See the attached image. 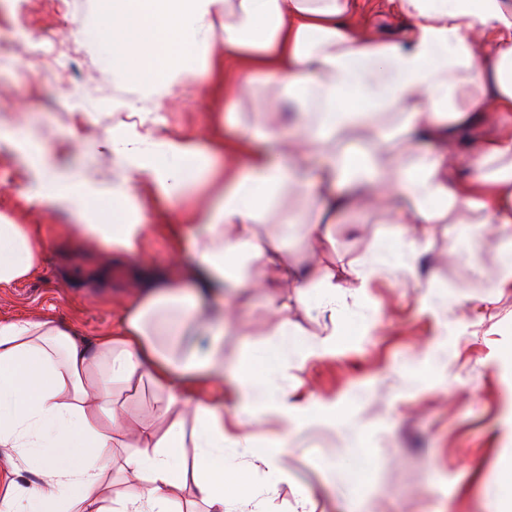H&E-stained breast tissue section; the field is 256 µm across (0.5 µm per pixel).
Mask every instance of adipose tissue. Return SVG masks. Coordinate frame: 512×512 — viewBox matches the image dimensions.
I'll list each match as a JSON object with an SVG mask.
<instances>
[{
	"mask_svg": "<svg viewBox=\"0 0 512 512\" xmlns=\"http://www.w3.org/2000/svg\"><path fill=\"white\" fill-rule=\"evenodd\" d=\"M411 25L399 41L366 35L354 0H112L93 27L114 74L135 79L137 97L114 113L109 146L141 182L112 186L134 217L99 224L77 204L66 230L90 246L136 255L148 230L146 198L179 197L210 182L209 204L190 212L204 232L194 246L190 291L147 277L141 299L128 307L112 335L87 345L52 319L0 321V447L17 452L40 480L39 492H15L11 474L0 512H173L170 490L192 481L206 512H237L225 483L243 469L224 452V408L201 398L199 386L224 376V333L232 328L219 298L251 281L266 288L265 270L299 288L319 291L315 310L335 317L347 303L341 279L366 293L379 273L364 260L337 254L324 216L349 205L354 190L392 213L410 250L413 224H461L481 237L512 226V0H390ZM224 16V47L235 61L210 57L215 14ZM209 73L234 91L267 74L299 107L301 133L283 161L200 133L175 134L164 113L142 103L161 99L183 80ZM403 116L407 134L455 140L473 126L494 132L470 155L473 178L460 179L450 150L406 162L402 154L336 152L337 134L372 127L381 116ZM321 158L320 191L303 215L304 236L326 248V259L306 272L288 267L280 245L253 232L283 191L307 181L299 157ZM247 155L246 169L236 159ZM42 227L0 216V286L27 279L39 265ZM243 412L262 407L287 414L288 400H272L242 356L233 367ZM151 384L159 393L155 422L130 433L123 391ZM193 418V462L182 446ZM132 481L125 494L101 493L115 452Z\"/></svg>",
	"mask_w": 512,
	"mask_h": 512,
	"instance_id": "adipose-tissue-1",
	"label": "adipose tissue"
}]
</instances>
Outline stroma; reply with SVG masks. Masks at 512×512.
Returning a JSON list of instances; mask_svg holds the SVG:
<instances>
[{
	"mask_svg": "<svg viewBox=\"0 0 512 512\" xmlns=\"http://www.w3.org/2000/svg\"><path fill=\"white\" fill-rule=\"evenodd\" d=\"M98 0H0V212L17 224L44 225L45 255L32 276L0 288V320L53 317L88 343L107 335L141 295L138 272L149 268L181 283L195 261L186 220L209 185L186 199L156 197L148 218L157 231L137 258L89 247L59 232L66 211L37 193L30 147L10 136L16 114L37 136L43 155L56 156L72 175L111 177L112 154L101 141L112 132V105L135 94L104 63L103 50L62 43L75 21H94ZM60 40L65 77L40 70L39 55ZM278 86L255 77L248 95L225 96L207 76L176 86L159 104L187 132L210 131L228 142L249 137L255 107L267 105L270 124H289ZM303 205L282 199L263 239L282 241L289 262L306 267L308 241L282 217ZM418 253H408L383 212L359 208L332 227L337 251L383 262L365 297L336 313V350L311 354L326 320L315 313V292L282 288L296 326L284 365L264 366L274 343L265 298L232 294L237 326L224 336V359L243 352L259 360L274 397H287L288 417L264 411L243 421L232 378L212 380L224 402V444L249 438L275 457L278 471L246 470L225 485L244 512H502L512 503V288L497 285L498 237L453 252L455 227L427 224ZM181 263H173V251Z\"/></svg>",
	"mask_w": 512,
	"mask_h": 512,
	"instance_id": "obj_1",
	"label": "stroma"
}]
</instances>
